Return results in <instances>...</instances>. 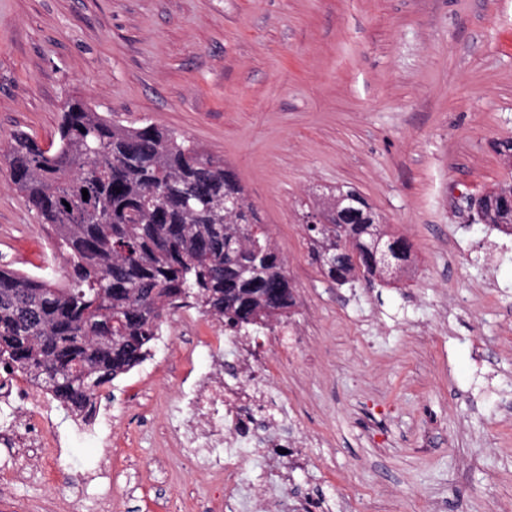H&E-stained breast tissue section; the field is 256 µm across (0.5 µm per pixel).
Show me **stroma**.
Masks as SVG:
<instances>
[{
  "label": "stroma",
  "mask_w": 512,
  "mask_h": 512,
  "mask_svg": "<svg viewBox=\"0 0 512 512\" xmlns=\"http://www.w3.org/2000/svg\"><path fill=\"white\" fill-rule=\"evenodd\" d=\"M80 98L224 159L294 287L301 338L250 334L302 432L293 489L249 457L238 512H512V249L468 195L507 177L512 0H0V144L49 145ZM351 186L411 244L396 279L339 285L312 260L304 203ZM0 263L60 270L0 159ZM169 344L115 380L78 431L54 399H0V512H228L224 473L170 425L224 326L175 311Z\"/></svg>",
  "instance_id": "1"
}]
</instances>
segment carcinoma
Masks as SVG:
<instances>
[{
    "label": "carcinoma",
    "mask_w": 512,
    "mask_h": 512,
    "mask_svg": "<svg viewBox=\"0 0 512 512\" xmlns=\"http://www.w3.org/2000/svg\"><path fill=\"white\" fill-rule=\"evenodd\" d=\"M0 156L64 272L59 283L0 269V364L67 409L110 395L177 309L199 308L238 333L295 305L285 262L235 172L190 137L119 125L75 98L55 143L17 135ZM510 191L511 178L491 190L483 223L512 227ZM314 208L330 223L303 228L331 281L387 273L366 251L376 242L408 261L411 244L387 233L355 189H332Z\"/></svg>",
    "instance_id": "carcinoma-1"
}]
</instances>
